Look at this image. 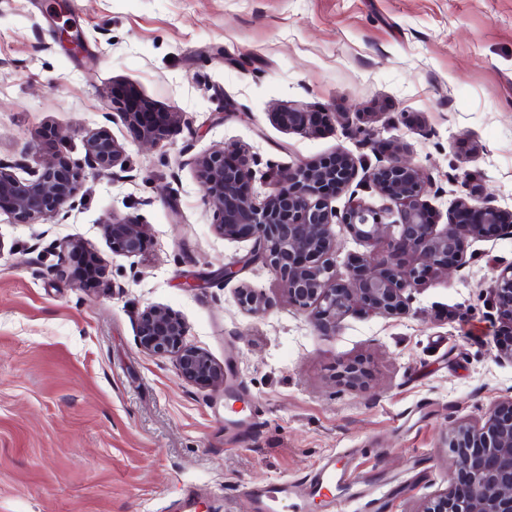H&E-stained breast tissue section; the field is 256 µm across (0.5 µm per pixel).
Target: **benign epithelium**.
Here are the masks:
<instances>
[{
  "instance_id": "1",
  "label": "benign epithelium",
  "mask_w": 512,
  "mask_h": 512,
  "mask_svg": "<svg viewBox=\"0 0 512 512\" xmlns=\"http://www.w3.org/2000/svg\"><path fill=\"white\" fill-rule=\"evenodd\" d=\"M58 38L78 53L80 36L71 27L58 28ZM124 118L144 142L158 143L178 124L177 112H133ZM280 125L308 135L335 117L333 112L288 109L275 113ZM84 165L61 150L39 156L35 164L0 161V210L18 224H34L47 216L67 212L79 186L88 176L123 168L126 149L105 128L83 139ZM402 146L366 162L340 152L336 159L301 162L269 181V193L260 203L251 191L250 158L237 146L218 147L194 160L207 202L214 208L215 232L223 238L252 242L241 261L224 266V279H234L240 264L270 267L286 287L288 302L308 310L315 326L334 333L350 314L400 317L408 314L412 293L451 264L465 263L464 240L482 238L493 227L512 235V218L487 196L473 191L456 200L448 223L433 222L422 200L431 178L403 157ZM361 180H356L358 171ZM359 187L376 189L387 201L375 208L358 198ZM350 191L343 212L331 199ZM397 215L390 222L388 217ZM356 240L373 245L385 239L379 256L369 251L348 264L350 283L336 275V234L332 225ZM112 252L126 256L145 253L150 240L143 225L130 217L112 216L104 224ZM68 258L100 263L95 250L82 242L71 245ZM496 308L512 324V264L498 270L491 286ZM237 303L253 317L267 311V301L254 288L243 286ZM140 347L153 355L170 357L186 381L209 386L223 377L220 367L203 349L187 341V325L164 306H150L137 321ZM342 380L359 385L366 371L357 363L343 367ZM454 478L449 488L420 512H512V396L488 410L485 417L457 423L448 434Z\"/></svg>"
}]
</instances>
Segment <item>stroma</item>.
Returning <instances> with one entry per match:
<instances>
[{"mask_svg": "<svg viewBox=\"0 0 512 512\" xmlns=\"http://www.w3.org/2000/svg\"><path fill=\"white\" fill-rule=\"evenodd\" d=\"M0 0V159L63 150L104 127L125 170L88 177L71 209L35 224L0 211V512H174L188 490L210 512H255L244 487L303 480L327 457L362 492L336 512H419L450 485L447 437L512 395L498 359L491 283L512 263V236L467 239L466 263L412 295L408 315L347 316L326 336L254 264L224 280L250 242L214 230L193 158L238 145L252 189L272 172L339 151L350 127L405 145L434 179L423 199L448 219L470 172L512 211V0ZM71 21L84 48L56 29ZM133 92L181 112L168 141L139 140L119 99ZM335 113L314 135L274 113ZM144 224L145 254L112 252V215ZM102 260L86 287L71 242ZM207 281L189 290L187 275ZM260 289L264 316L236 292ZM181 315L223 384L183 380L172 359L140 349L149 306ZM365 362L362 387L340 381Z\"/></svg>", "mask_w": 512, "mask_h": 512, "instance_id": "stroma-1", "label": "stroma"}]
</instances>
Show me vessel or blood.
<instances>
[{"mask_svg":"<svg viewBox=\"0 0 512 512\" xmlns=\"http://www.w3.org/2000/svg\"><path fill=\"white\" fill-rule=\"evenodd\" d=\"M351 474L338 468L334 458H327L317 472L303 482L281 481L252 488L257 512H281L284 502L296 497L307 500L324 498L333 490L352 484Z\"/></svg>","mask_w":512,"mask_h":512,"instance_id":"b4317fda","label":"vessel or blood"}]
</instances>
